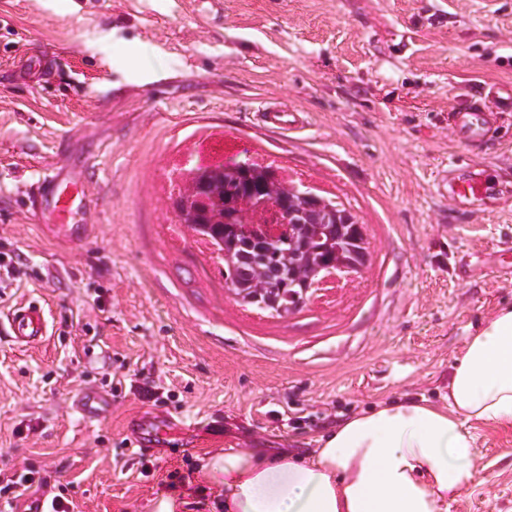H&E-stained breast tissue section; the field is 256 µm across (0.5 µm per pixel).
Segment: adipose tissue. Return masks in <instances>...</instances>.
<instances>
[{
  "label": "adipose tissue",
  "mask_w": 512,
  "mask_h": 512,
  "mask_svg": "<svg viewBox=\"0 0 512 512\" xmlns=\"http://www.w3.org/2000/svg\"><path fill=\"white\" fill-rule=\"evenodd\" d=\"M512 427V307L469 336L444 404H376L321 436L306 455L226 448L201 466L222 512H448L473 485L469 423Z\"/></svg>",
  "instance_id": "adipose-tissue-1"
}]
</instances>
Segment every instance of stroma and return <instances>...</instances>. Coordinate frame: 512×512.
<instances>
[{
    "label": "stroma",
    "instance_id": "stroma-1",
    "mask_svg": "<svg viewBox=\"0 0 512 512\" xmlns=\"http://www.w3.org/2000/svg\"><path fill=\"white\" fill-rule=\"evenodd\" d=\"M57 57L49 80L24 57ZM512 88V0H0V472L31 462L75 512H192L198 468L233 446L305 453L373 404L447 394L471 333L512 304V112L486 151L448 115ZM306 121L282 136L262 102ZM241 158L275 155L362 226V269L272 316L225 287L179 224L168 171L192 131ZM484 163L485 209L438 192ZM82 174L81 224L46 223L42 179ZM44 304L48 337L18 347L6 313ZM84 390L110 398L87 422ZM165 427L145 456L127 424ZM474 485L448 512H512V428L470 424Z\"/></svg>",
    "mask_w": 512,
    "mask_h": 512
}]
</instances>
